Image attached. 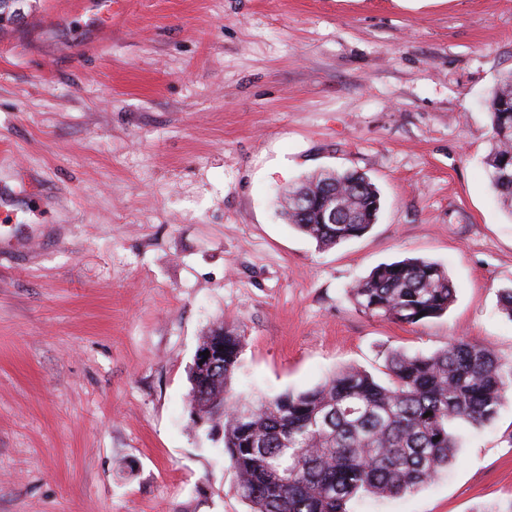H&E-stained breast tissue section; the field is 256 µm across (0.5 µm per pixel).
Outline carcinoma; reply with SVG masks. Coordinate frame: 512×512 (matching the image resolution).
<instances>
[{
  "label": "carcinoma",
  "mask_w": 512,
  "mask_h": 512,
  "mask_svg": "<svg viewBox=\"0 0 512 512\" xmlns=\"http://www.w3.org/2000/svg\"><path fill=\"white\" fill-rule=\"evenodd\" d=\"M490 185L512 215V71L490 98ZM381 195L357 171L323 170L288 189L285 221L331 248L368 233ZM350 295L372 317L414 326L448 311L456 288L441 264L405 258L382 264ZM224 331V363L197 367L189 405L218 417L220 455L236 475V492L251 512H349L363 495L400 496L431 482L455 458L460 440L449 430L463 420L492 422L512 393V362L481 344L457 338L430 354L390 353L387 381L347 366L324 383L268 400L241 398L233 381L241 336L215 324L199 339L207 347Z\"/></svg>",
  "instance_id": "cac0c4a2"
}]
</instances>
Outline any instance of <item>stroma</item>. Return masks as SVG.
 Listing matches in <instances>:
<instances>
[{
    "label": "stroma",
    "mask_w": 512,
    "mask_h": 512,
    "mask_svg": "<svg viewBox=\"0 0 512 512\" xmlns=\"http://www.w3.org/2000/svg\"><path fill=\"white\" fill-rule=\"evenodd\" d=\"M100 2L0 24V512H250L190 421L216 323L243 337L246 395L459 337L512 360V214L484 166L512 0ZM346 168L379 218L321 249L284 196ZM404 257L447 269L448 312L356 310L352 284ZM452 431L434 481L350 512H505L512 395Z\"/></svg>",
    "instance_id": "stroma-1"
}]
</instances>
